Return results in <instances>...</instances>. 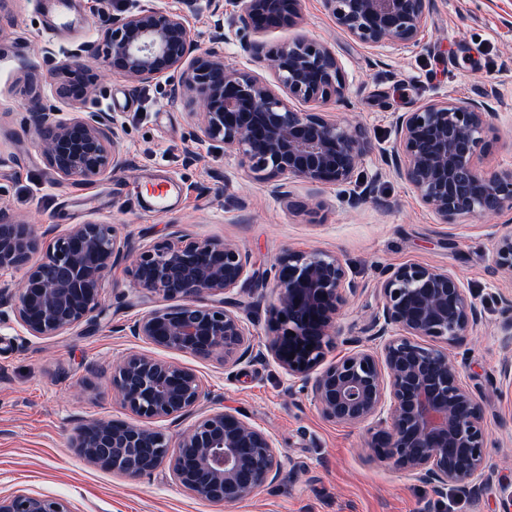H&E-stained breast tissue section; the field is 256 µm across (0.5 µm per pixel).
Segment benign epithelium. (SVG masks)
<instances>
[{
  "label": "benign epithelium",
  "mask_w": 512,
  "mask_h": 512,
  "mask_svg": "<svg viewBox=\"0 0 512 512\" xmlns=\"http://www.w3.org/2000/svg\"><path fill=\"white\" fill-rule=\"evenodd\" d=\"M433 0H323L336 24L371 48L402 49L419 42ZM240 44L275 81L224 63L227 41L214 24V47L199 52L180 12L137 5L112 19L102 58L112 71L140 84L177 73L173 97L197 101L192 113L201 136L241 157L251 177L270 193L300 206L292 180L333 185L345 194L362 177L371 150L362 128H345L323 112L289 104L346 105L345 74L327 45L301 36L271 45L269 28L293 27L302 0H238ZM77 50L67 61L46 57L50 75L88 71ZM59 96L86 106L87 88L61 83ZM31 121L51 169L83 184L129 168L112 114L91 112L60 120L30 101ZM490 113L469 99H442L395 116V145L385 163L442 223L465 216L512 213V171L480 167ZM42 238L30 224L0 212V271L21 270L11 312L30 336L51 338L104 312L102 286L112 266L127 273L140 297L177 301L124 326L130 335L166 351L219 355L229 369L252 357L254 343L234 292L255 280L249 260L226 240H196L174 231L136 248L116 224H75L30 263ZM498 263L512 269V231L497 236ZM277 302L270 309L266 353L288 378L311 385L313 402L329 422L364 425L375 458L429 484L441 497H475L487 485L486 431L481 407L460 380L448 347L461 344L481 319L472 291L450 271L421 263L387 268L379 305L352 349L327 361L341 335L337 320L357 286L332 253L285 250L264 274ZM312 349H306V346ZM112 388L134 421L98 419L78 428L73 441L87 462L129 477L168 466L195 497L232 506L279 480L278 442L237 409L211 411L174 438L151 426L196 411L207 392L200 377L175 361L129 353L112 371ZM0 512H73L63 499L15 491L0 494Z\"/></svg>",
  "instance_id": "1"
}]
</instances>
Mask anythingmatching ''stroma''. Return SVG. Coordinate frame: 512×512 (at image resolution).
I'll return each instance as SVG.
<instances>
[{"instance_id": "35a3bbf8", "label": "stroma", "mask_w": 512, "mask_h": 512, "mask_svg": "<svg viewBox=\"0 0 512 512\" xmlns=\"http://www.w3.org/2000/svg\"><path fill=\"white\" fill-rule=\"evenodd\" d=\"M44 2L0 5V209L39 232L52 224H117L137 246L176 230L226 239L260 271L287 249L338 254L359 285L338 320L347 335L358 334L376 310L375 286L385 267L418 262L449 269L473 289L482 310L467 340L449 354L482 407L494 473L478 497H438L373 459L364 427L323 419L310 393L272 359L228 369L216 358L179 353L175 361L194 370L209 390L202 411L238 408L275 435L281 485L227 507L191 496L164 466L127 478L89 464L72 446L77 428L96 418L126 419L112 392V368L126 353L149 349L120 330L152 308L132 293L121 262L103 285L105 314L96 326L38 339L15 320L0 321V492L62 498L73 512H512V465L505 462L512 456V384L502 377L504 365L512 364V346L500 336V298L512 294V271L497 265L493 237L504 219L442 223L382 161L395 141V113L444 97L470 98L484 104L493 126L481 168L512 170V0H434L419 43L403 51L356 42L322 0H304L300 26L267 31L264 39L272 45L307 36L335 51L351 105L330 103L326 110L344 127L365 128L373 145L364 162L369 191L358 205L342 200L335 188L296 181L297 209L250 178L222 144L198 139L190 103L168 93L172 76L141 85L91 55V95L111 113L132 166L85 185L60 181L45 161L28 102L40 96L64 119L79 112V105L58 97L59 80L47 73L45 56L64 60L97 43L125 4L69 0L68 24L51 33ZM142 2L184 13L197 44L209 47L214 19L207 0ZM239 14L238 0H224V29L231 36L224 61L271 78L234 41ZM160 181L173 192L157 211L146 191Z\"/></svg>"}]
</instances>
